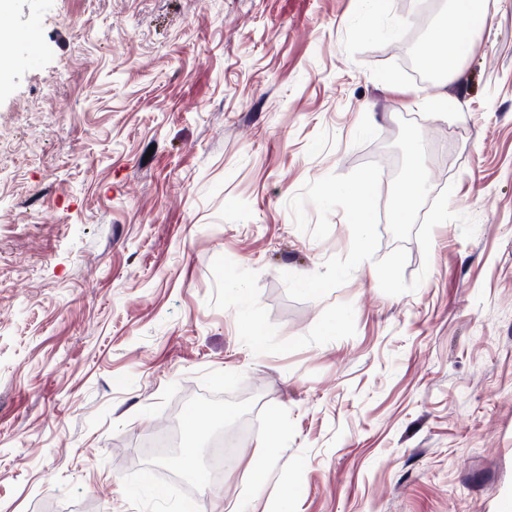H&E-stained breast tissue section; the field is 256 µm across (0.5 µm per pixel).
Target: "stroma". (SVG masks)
<instances>
[{
	"mask_svg": "<svg viewBox=\"0 0 512 512\" xmlns=\"http://www.w3.org/2000/svg\"><path fill=\"white\" fill-rule=\"evenodd\" d=\"M448 0H13L0 42V512H507L512 506V0L450 80L412 76ZM396 34H388L390 23ZM448 98L435 112L426 102ZM418 155L407 223L391 184ZM382 168L379 244L287 203ZM473 238L416 233L433 199ZM404 247L416 291L384 294ZM260 327L251 343L242 325ZM204 432L182 440V404ZM179 435L163 465L148 440ZM235 458L208 470L224 436ZM268 451L261 485L250 466Z\"/></svg>",
	"mask_w": 512,
	"mask_h": 512,
	"instance_id": "stroma-1",
	"label": "stroma"
}]
</instances>
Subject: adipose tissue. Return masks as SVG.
Segmentation results:
<instances>
[{
    "label": "adipose tissue",
    "mask_w": 512,
    "mask_h": 512,
    "mask_svg": "<svg viewBox=\"0 0 512 512\" xmlns=\"http://www.w3.org/2000/svg\"><path fill=\"white\" fill-rule=\"evenodd\" d=\"M485 22V0H448V18L433 26L425 48L426 61L436 63L442 75L454 76ZM439 43L448 46V56L441 60L434 57V47Z\"/></svg>",
    "instance_id": "adipose-tissue-1"
}]
</instances>
